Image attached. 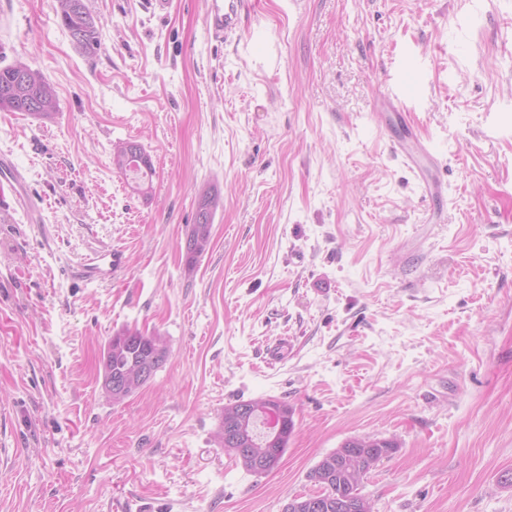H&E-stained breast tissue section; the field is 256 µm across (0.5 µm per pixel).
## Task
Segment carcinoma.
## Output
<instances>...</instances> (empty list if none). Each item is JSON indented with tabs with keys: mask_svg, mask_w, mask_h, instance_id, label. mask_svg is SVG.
Here are the masks:
<instances>
[{
	"mask_svg": "<svg viewBox=\"0 0 512 512\" xmlns=\"http://www.w3.org/2000/svg\"><path fill=\"white\" fill-rule=\"evenodd\" d=\"M56 11L75 43L92 54L100 47L95 19L84 0H56ZM0 109L26 112L52 121L58 111L54 87L28 64L17 61L0 68ZM120 145L112 149V167L131 180L133 190L149 196L152 191V164L124 165L119 158ZM217 193L201 194L195 223L186 237V260L193 264L210 249ZM167 342L159 333L145 335L137 329H126L108 342L104 378L120 382L125 373L141 367L158 370L168 359ZM295 410L287 402L271 398H255L224 406L216 438L224 451L244 471L266 475L284 456L295 429ZM392 439L352 438L324 456L307 473L317 487V495L291 498L284 512H373V504L361 493L367 475L385 457L396 451Z\"/></svg>",
	"mask_w": 512,
	"mask_h": 512,
	"instance_id": "cac0c4a2",
	"label": "carcinoma"
}]
</instances>
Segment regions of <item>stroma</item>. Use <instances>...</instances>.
Wrapping results in <instances>:
<instances>
[{
    "instance_id": "stroma-1",
    "label": "stroma",
    "mask_w": 512,
    "mask_h": 512,
    "mask_svg": "<svg viewBox=\"0 0 512 512\" xmlns=\"http://www.w3.org/2000/svg\"><path fill=\"white\" fill-rule=\"evenodd\" d=\"M53 4L0 0V66L28 61L59 104L0 109L41 209L0 202V512H282L367 436L398 442L363 483L374 512H512V0H250L226 39L207 0H85L92 55ZM394 86L442 208L372 120ZM122 141L150 155V196L113 170ZM111 246L124 269L84 282ZM126 328L170 355L113 406L100 355ZM259 397L295 429L257 477L214 434ZM217 205V193L205 190L201 194L195 223L192 224L186 237V260L189 264H194L210 249L213 217Z\"/></svg>"
}]
</instances>
